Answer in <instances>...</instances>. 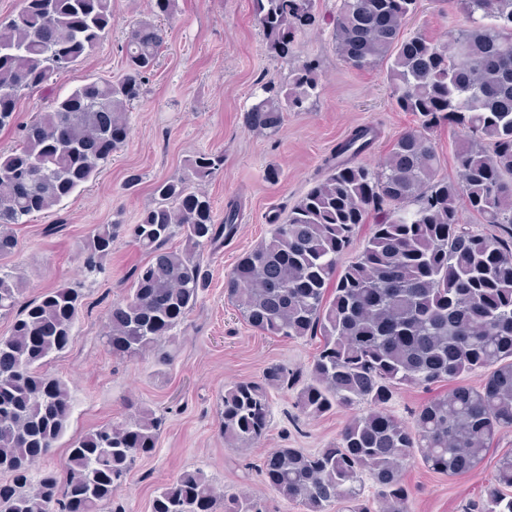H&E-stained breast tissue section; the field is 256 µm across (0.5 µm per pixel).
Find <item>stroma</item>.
Listing matches in <instances>:
<instances>
[{"label":"stroma","instance_id":"1","mask_svg":"<svg viewBox=\"0 0 512 512\" xmlns=\"http://www.w3.org/2000/svg\"><path fill=\"white\" fill-rule=\"evenodd\" d=\"M337 0H314L315 23L298 32L293 54L282 59L268 51L254 18L253 0H178L164 19L166 38L147 91L127 114L129 140L100 173L60 206L17 225L19 245L11 258L25 282V300L39 298L64 283L84 290L83 307L72 346L52 355L49 374L68 385L72 414L50 460L35 470L63 465L70 443L107 422L128 418L132 407L153 409L165 418L155 452L143 458L113 503L117 512H150L157 490L186 469H201L217 493L266 499L269 512H304L277 497L257 467L277 448L308 452L335 441L351 412L339 409L318 418L299 414L296 388L270 389V428L246 448L226 446L219 431V403L225 386L261 378L280 364L306 382L317 340H283L254 331L224 295L226 276L244 254L269 237L272 216L287 218L299 198L322 174L325 156L351 129L369 125L378 131L361 162L370 169L387 161L394 140L416 127L418 119L396 108L382 66L358 70L341 58L326 19ZM151 0H112V28L93 53L55 78L65 95L84 83L111 78L121 70V47L129 28L149 16ZM457 10L437 0H419L405 34L424 33L444 43L467 27ZM322 61L319 95L309 111L288 114L277 134L253 131L242 115L262 84L283 82L306 58ZM51 97L35 91L18 105L15 125L0 129V153L21 144L20 128L49 109ZM224 153V169L195 180L216 213L229 200L241 205L237 236L204 256L211 284L176 336L178 354L168 364L154 352L134 357L112 355L102 339L106 312L121 298L130 274L146 255L128 240L114 243L105 273L86 275L79 248L98 224H132L153 201L155 182L186 173L189 156ZM280 170L278 181L265 178L267 166ZM141 181L129 190L130 174ZM512 451V431L474 472L448 477L428 469L421 458L404 463L401 474L410 490L407 512H464L479 500L497 458Z\"/></svg>","mask_w":512,"mask_h":512}]
</instances>
